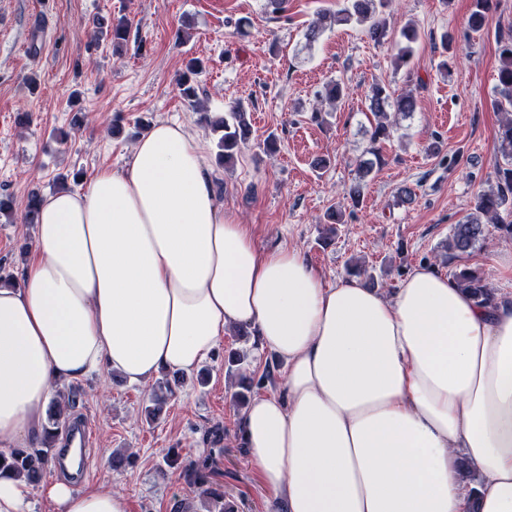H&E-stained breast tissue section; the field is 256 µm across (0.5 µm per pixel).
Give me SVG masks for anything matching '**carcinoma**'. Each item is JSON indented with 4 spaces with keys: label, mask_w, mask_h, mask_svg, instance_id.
Segmentation results:
<instances>
[{
    "label": "carcinoma",
    "mask_w": 512,
    "mask_h": 512,
    "mask_svg": "<svg viewBox=\"0 0 512 512\" xmlns=\"http://www.w3.org/2000/svg\"><path fill=\"white\" fill-rule=\"evenodd\" d=\"M389 0H347L343 9L336 13L333 21L338 24H355L364 27L369 38L383 44L388 40L389 27L385 17ZM491 0H473L468 18V28L472 33L483 31L490 11ZM112 45L120 46L128 41L129 30L125 19L120 17L112 20L108 31ZM422 39L418 27L408 24L398 32L394 55L395 68H409L414 51ZM499 66L497 71V97L494 105L504 115L498 130V151L504 163L496 164L494 180L488 189L479 193L474 202V212L465 220L453 225L452 234L448 237L446 249L453 257H460L483 246L486 240L485 226L495 224L503 233L512 235V36L498 41ZM204 70L201 59L191 57L184 63L178 76L177 84L184 101L192 107H198L197 76ZM345 95V87L337 80L329 81L318 97L337 101ZM368 110L374 123L368 135V146L365 158L360 160L359 169L362 177L385 164L382 144L391 140L398 132L397 122L390 120V115L411 116L416 110V96L411 90L396 91L390 86L375 82L368 96ZM203 121L211 131L219 134L216 142V158L224 167L234 165L242 149L248 144L251 127L246 111L241 103H231L224 115L217 118L204 114ZM455 281L468 291L478 303L489 305L494 295L485 278L477 271L462 267L455 273ZM165 395L152 393L151 405L145 408L147 416L154 418L162 410L167 396L173 393L170 381L163 382ZM73 406L70 395L60 394L53 399L47 411V420L43 425V434L38 448H13L8 452L0 451V470H9L16 475L24 476L27 481L38 486L45 474L49 462L48 449L53 443L69 416Z\"/></svg>",
    "instance_id": "obj_1"
}]
</instances>
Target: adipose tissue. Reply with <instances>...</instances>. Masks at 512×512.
<instances>
[{
	"mask_svg": "<svg viewBox=\"0 0 512 512\" xmlns=\"http://www.w3.org/2000/svg\"><path fill=\"white\" fill-rule=\"evenodd\" d=\"M234 326L285 367L241 423L284 512H512V290L482 306L427 265L390 295L325 285L299 250L257 248L177 122L152 123L124 171L43 196L0 284V440L40 433L56 382L188 375ZM45 493L126 512L117 490Z\"/></svg>",
	"mask_w": 512,
	"mask_h": 512,
	"instance_id": "ef3b65f1",
	"label": "adipose tissue"
}]
</instances>
